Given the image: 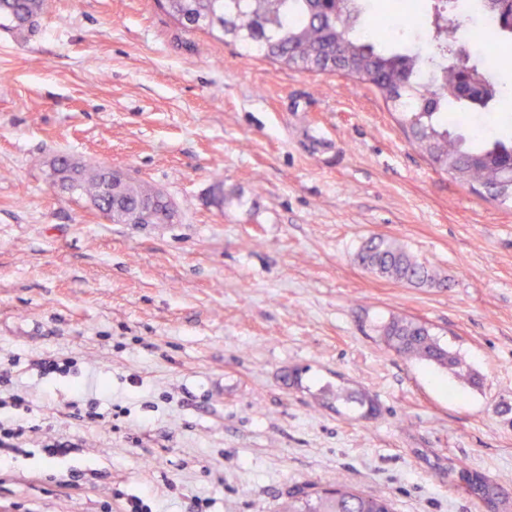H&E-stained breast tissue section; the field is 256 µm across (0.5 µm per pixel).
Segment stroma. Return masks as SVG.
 <instances>
[{
    "label": "stroma",
    "instance_id": "stroma-1",
    "mask_svg": "<svg viewBox=\"0 0 512 512\" xmlns=\"http://www.w3.org/2000/svg\"><path fill=\"white\" fill-rule=\"evenodd\" d=\"M402 0H367L364 35L387 50L433 46ZM448 19L492 34L476 0ZM480 136L512 133V71ZM96 161L163 190L169 224H113L49 178L54 159ZM394 238L448 280L414 288L360 268ZM428 323L480 373L390 351L376 327ZM72 358L40 377L29 362ZM35 404L50 460L0 468V512H278L290 491L346 480L393 512H485L448 479L457 462L512 497V204L436 171L358 80L300 72L232 39L179 31L156 0H45L32 31L0 28V358ZM368 394L360 418L315 400ZM127 412L82 426L77 391ZM82 473L76 488L58 481ZM322 403H330L336 399L337 401H345L346 403H356L362 408L364 417H374L378 414V407L373 399L366 394L359 392L338 391L336 393L330 388H325L317 397Z\"/></svg>",
    "mask_w": 512,
    "mask_h": 512
}]
</instances>
